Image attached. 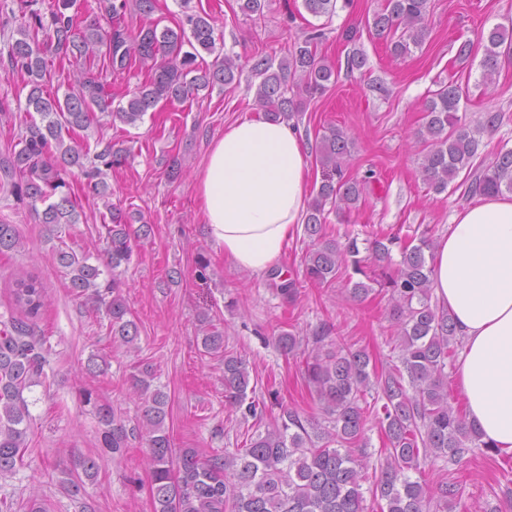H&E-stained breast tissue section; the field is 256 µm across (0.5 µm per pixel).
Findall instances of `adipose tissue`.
Returning a JSON list of instances; mask_svg holds the SVG:
<instances>
[{
  "label": "adipose tissue",
  "mask_w": 512,
  "mask_h": 512,
  "mask_svg": "<svg viewBox=\"0 0 512 512\" xmlns=\"http://www.w3.org/2000/svg\"><path fill=\"white\" fill-rule=\"evenodd\" d=\"M311 170L291 121L245 117L213 139L196 173L210 239L234 266L268 271L302 224ZM433 297L463 341L454 387L482 440L512 453V195L456 212L432 262Z\"/></svg>",
  "instance_id": "obj_1"
}]
</instances>
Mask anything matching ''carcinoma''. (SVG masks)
<instances>
[{"label":"carcinoma","instance_id":"carcinoma-1","mask_svg":"<svg viewBox=\"0 0 512 512\" xmlns=\"http://www.w3.org/2000/svg\"><path fill=\"white\" fill-rule=\"evenodd\" d=\"M337 0H302L314 17L332 16ZM28 0L12 4L0 0L5 23L21 20L17 37L0 46L12 73L28 87L25 102L16 109L29 117L10 155L0 159V180L28 204L38 223L54 233L64 225L77 224L81 213L62 174L78 169L91 192L104 200L107 214L104 253L90 262V255L63 246L54 250L69 276V288L77 298L93 304L108 319L112 343L137 349L139 329L122 293L121 266L132 263L136 241L151 233L147 224L132 229L140 214L105 201L110 186L104 169L127 160L121 149L107 143L89 160L90 148L65 143V137L86 130L109 117L134 126L160 103L184 102L217 85L229 87L241 72L239 58L229 54L211 65L197 62L198 49L216 52L218 36L205 12L185 15V24L174 29L149 23L132 32L117 20L128 9L149 17L154 0H111L104 7L107 25L94 9L79 10L77 0H54L47 13L26 11ZM430 0H385L375 12L370 32L389 41L396 57H406L427 34ZM325 37L313 27L288 48L280 59L262 57L252 70L260 82L256 103L271 120L291 119L306 99L325 94L336 82V69L317 56ZM484 42L480 62L482 83L489 84L501 64L512 60V37L495 27L480 37ZM191 50H184V46ZM62 58L82 65L75 84L64 94L46 87L47 62ZM104 66L93 73L95 59ZM137 59L149 67V80L125 104L112 106L107 73L124 71ZM463 88L452 79L432 94L425 105L420 140L425 145L422 181L436 194L466 172L469 195L512 194V149L500 150L487 165H473L481 130L492 129L501 114L488 112L482 129L473 131L458 116ZM354 147L343 129L330 126L318 137L315 163L321 181L304 217V233L310 248L304 257V277L332 284L344 271L349 293L363 298L379 286L389 293L390 316L396 326L395 348L399 364L377 370L364 349H352L322 327L300 338L291 331L277 337L288 355L303 358V379L316 395L320 416L306 417L295 408L280 407L262 432H256L242 448L229 452L215 448L203 454L195 448H172L166 424L169 396L154 385L153 365L141 364L132 375L131 388L140 400L134 431L147 444L145 466L150 477L153 512H364L363 482L369 470L379 471L368 492L385 502L380 512H453L457 486L448 481L435 485L414 477L421 463L439 459L448 470L462 463L476 448H488L477 429L448 398V362L455 355L458 336L448 310L432 301L431 266L435 245L428 236L415 245L397 237L374 238L359 246L358 237L345 243L323 234L328 210L349 213L359 206L368 177L347 175L346 162ZM43 208H38V205ZM22 245L14 224H0V254ZM400 260L393 262V249ZM358 275L360 279L353 280ZM16 314L0 322V478L15 474L24 465L32 416L25 392L43 384L50 368V347L38 334L37 321L45 306V287L32 273L16 277L11 289ZM204 353L223 358L224 405L245 416H263L250 387L246 361L224 346V331L206 320L201 323ZM375 392L383 401L366 400ZM82 403L92 408L100 425V447L121 456L128 448L129 430L114 408L92 391L82 393ZM378 421L386 438L384 461L376 466L367 453L364 435L369 417ZM98 458L79 456L61 471L60 484L73 496L96 478Z\"/></svg>","mask_w":512,"mask_h":512}]
</instances>
